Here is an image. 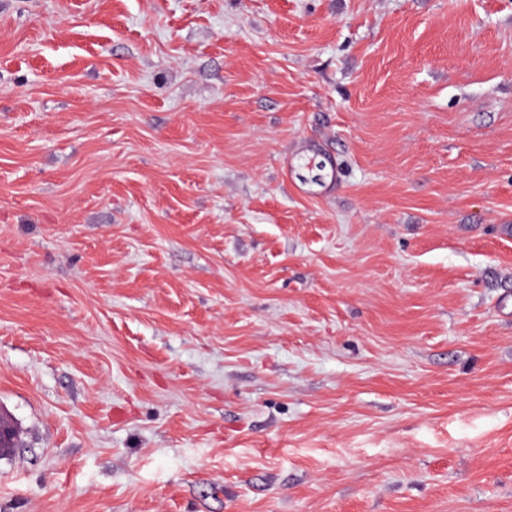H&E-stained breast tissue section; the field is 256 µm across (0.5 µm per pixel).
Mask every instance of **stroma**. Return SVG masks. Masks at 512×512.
<instances>
[{
    "mask_svg": "<svg viewBox=\"0 0 512 512\" xmlns=\"http://www.w3.org/2000/svg\"><path fill=\"white\" fill-rule=\"evenodd\" d=\"M506 292L512 0H0V512H512ZM18 447V427L12 417L0 409V458L13 455Z\"/></svg>",
    "mask_w": 512,
    "mask_h": 512,
    "instance_id": "obj_1",
    "label": "stroma"
}]
</instances>
